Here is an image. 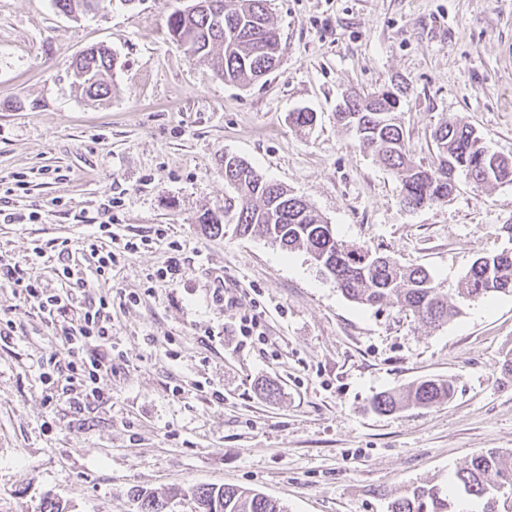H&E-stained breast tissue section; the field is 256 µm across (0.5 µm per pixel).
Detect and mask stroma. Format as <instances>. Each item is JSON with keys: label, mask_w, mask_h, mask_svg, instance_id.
I'll return each instance as SVG.
<instances>
[{"label": "stroma", "mask_w": 512, "mask_h": 512, "mask_svg": "<svg viewBox=\"0 0 512 512\" xmlns=\"http://www.w3.org/2000/svg\"><path fill=\"white\" fill-rule=\"evenodd\" d=\"M175 5L73 16L53 0H0V197L39 214L0 223V256L57 286L56 244L86 248L111 198L113 232L141 243L90 282L91 297L112 300L118 356L103 399L80 411L40 378L60 350L52 328L0 287V316L14 322L0 346V512H40L47 494L72 512H138L135 490L198 484L251 489L286 512H390L415 487L451 488L473 454L512 452V376L501 372L512 294L459 298V315L430 327L392 304L348 300L305 252L198 224L233 196V154L302 196L337 239L423 266L457 296L477 257L512 248V183L479 186L461 172L447 202L405 209L399 181L336 112L345 95L396 84L418 163L433 162L446 117L512 157V0H269L285 51L247 84L216 77L169 37ZM95 45L117 58L101 101L72 71ZM302 108L313 129L292 124ZM160 227L167 241L154 240ZM172 241L180 273L163 280ZM219 276L235 307L213 302ZM133 291L140 304L122 305ZM251 310L267 339L241 345L232 329ZM424 378L450 381L452 399L371 408ZM267 381L279 388L271 400L259 394ZM202 382L223 403L197 391Z\"/></svg>", "instance_id": "1"}]
</instances>
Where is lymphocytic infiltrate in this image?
I'll list each match as a JSON object with an SVG mask.
<instances>
[{
  "label": "lymphocytic infiltrate",
  "mask_w": 512,
  "mask_h": 512,
  "mask_svg": "<svg viewBox=\"0 0 512 512\" xmlns=\"http://www.w3.org/2000/svg\"><path fill=\"white\" fill-rule=\"evenodd\" d=\"M98 243L92 244L90 259L96 273H109L121 264L122 258L137 250V242L128 240L111 246V220L98 225ZM59 287L47 289L31 282L17 264L0 257V282L9 284L15 293L33 301L39 313L60 331L61 348L66 362L49 359L44 381H52L58 370H66L67 383L62 389L69 403L79 406L102 395L101 384L112 376V305L106 296L88 301L82 308L74 303L87 286L77 277L70 263L58 270Z\"/></svg>",
  "instance_id": "1"
}]
</instances>
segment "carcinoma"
Listing matches in <instances>:
<instances>
[{
    "label": "carcinoma",
    "mask_w": 512,
    "mask_h": 512,
    "mask_svg": "<svg viewBox=\"0 0 512 512\" xmlns=\"http://www.w3.org/2000/svg\"><path fill=\"white\" fill-rule=\"evenodd\" d=\"M208 7L192 15L174 8L167 21L172 40L193 58L206 60L216 76L228 82L249 83L270 73L279 62L280 35L271 21L269 0H204ZM116 65L109 51H84L74 76L86 95L102 99L109 93L104 75ZM370 96L351 98L348 111L337 121L351 131L359 149L376 156L401 184L404 207L416 210L444 203L456 189L458 170L477 185L512 182V160L490 152L470 126L442 121L434 131L436 159L417 164L407 147L399 120L402 91L384 87ZM224 181L236 193L235 213L229 208L207 211L199 219L213 235L231 217L234 231L260 235L286 252L305 251L320 271L336 283L349 300L380 307L398 305L417 320L441 325L459 314L454 298L434 283L420 266L404 265L367 246L336 238L332 225L306 200L281 184L266 179L240 157L224 163ZM462 294L480 301L493 293H512V250L480 256L464 277ZM453 396L452 385L440 378L422 379L403 391L381 392L373 410L391 413L406 407L428 408ZM512 488V453L488 449L468 459L455 473L454 490L419 487L395 499L390 512H500L499 493ZM194 512H286L280 503L253 490L226 485H197L190 491ZM164 495L139 489L134 494L139 512H169Z\"/></svg>",
    "instance_id": "1"
}]
</instances>
